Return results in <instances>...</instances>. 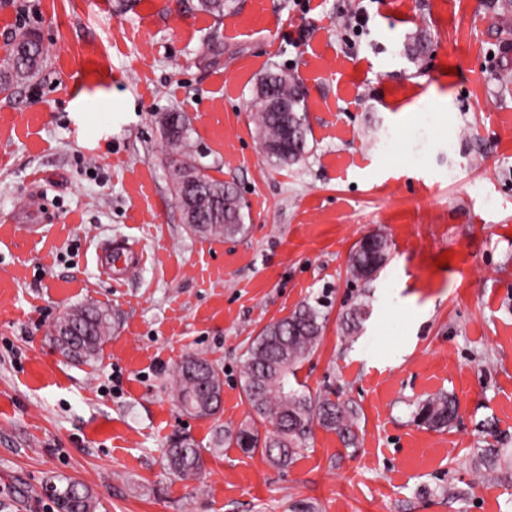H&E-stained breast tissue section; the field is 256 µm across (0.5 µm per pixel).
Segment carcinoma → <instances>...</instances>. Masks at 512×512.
<instances>
[{
    "label": "carcinoma",
    "instance_id": "1",
    "mask_svg": "<svg viewBox=\"0 0 512 512\" xmlns=\"http://www.w3.org/2000/svg\"><path fill=\"white\" fill-rule=\"evenodd\" d=\"M232 0H198L200 10L221 16ZM46 46L33 28L21 29L0 60V93L36 78L49 58ZM255 109L261 153L266 163L278 170L300 162L307 152L306 106L297 83L283 73L263 76L251 100ZM164 139L178 154L170 162L171 189L181 209L193 214L188 229L196 236L235 237L245 229L242 204L235 188L209 176L192 150L191 121L183 112H165L159 117ZM367 256L353 252L349 272L356 279H371ZM65 327L52 336L60 353L79 364L96 361L111 329L108 309L88 302L66 312ZM323 317L316 307L304 303L286 317L267 324L247 345L243 370V394L256 418L238 431L218 438L205 450L188 436H177L162 450L163 465L174 476L188 480L204 468V452L214 453L224 444L247 452L256 450L274 465L294 462L301 448L318 426L336 433L346 445L357 441L356 411L331 393L312 394L303 384L288 386V374L318 344ZM176 400L181 410L197 419H212L221 406L223 382L211 361L190 354L174 371ZM457 414L455 400L439 393L419 402L416 421L442 430ZM264 430H259V427ZM502 449L489 443L477 449L482 465L494 466ZM49 492L57 512H96L98 503L92 489L82 481L62 476L50 484Z\"/></svg>",
    "mask_w": 512,
    "mask_h": 512
}]
</instances>
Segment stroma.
Returning a JSON list of instances; mask_svg holds the SVG:
<instances>
[{"label": "stroma", "mask_w": 512, "mask_h": 512, "mask_svg": "<svg viewBox=\"0 0 512 512\" xmlns=\"http://www.w3.org/2000/svg\"><path fill=\"white\" fill-rule=\"evenodd\" d=\"M197 5L0 0V55L22 28L52 50L0 95V512H56V475L98 512H512L504 471L474 462L487 442L512 448V24L497 0H235L220 19ZM417 33L429 53L414 62ZM268 72L307 107V153L280 171L250 112ZM174 110L198 163L237 187L243 234L183 224L158 124ZM374 232L390 258L353 279ZM125 239L150 261L99 279L98 246ZM88 301L112 316L90 366L48 336ZM305 302L326 323L296 379L357 409V445L318 428L285 468L226 446L197 479L168 475L171 437L209 449L250 421L245 347ZM190 353L223 371L217 418L177 405ZM439 392L458 416L434 431L413 412Z\"/></svg>", "instance_id": "35a3bbf8"}]
</instances>
